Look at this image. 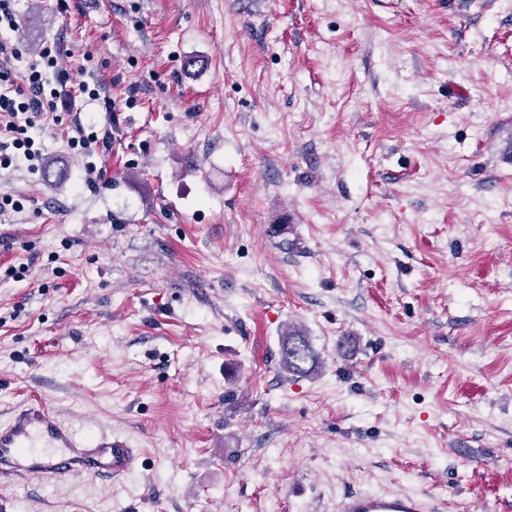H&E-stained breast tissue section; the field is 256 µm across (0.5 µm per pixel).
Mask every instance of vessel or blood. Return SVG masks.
Returning <instances> with one entry per match:
<instances>
[{
  "label": "vessel or blood",
  "mask_w": 512,
  "mask_h": 512,
  "mask_svg": "<svg viewBox=\"0 0 512 512\" xmlns=\"http://www.w3.org/2000/svg\"><path fill=\"white\" fill-rule=\"evenodd\" d=\"M136 458L128 440L108 430L77 429L41 400L18 409L7 425L0 426L1 487L34 476L120 478L134 469ZM336 512H435V508L428 498L400 489L345 495Z\"/></svg>",
  "instance_id": "1"
}]
</instances>
